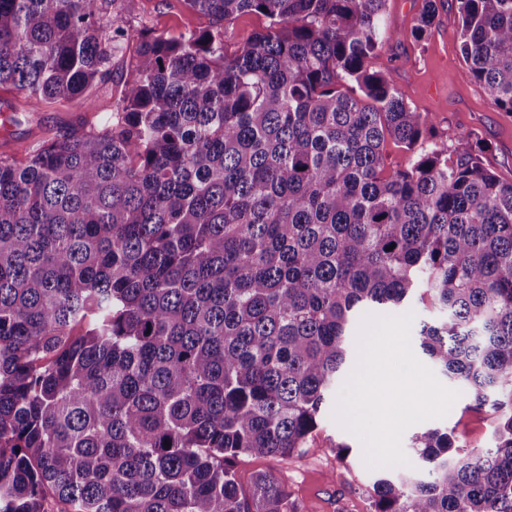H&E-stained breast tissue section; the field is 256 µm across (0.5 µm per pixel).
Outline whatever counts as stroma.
Returning <instances> with one entry per match:
<instances>
[{
    "instance_id": "stroma-1",
    "label": "stroma",
    "mask_w": 512,
    "mask_h": 512,
    "mask_svg": "<svg viewBox=\"0 0 512 512\" xmlns=\"http://www.w3.org/2000/svg\"><path fill=\"white\" fill-rule=\"evenodd\" d=\"M423 0H388L385 20L396 37L374 59L373 67L391 73L398 95L413 111L433 123L435 142L447 145L449 155L481 146L483 165L505 182L512 181V114L502 112L471 75L459 52V28L455 0L443 7L427 39L411 35ZM129 40L141 29L177 36L211 28L210 17L192 11L184 0H116L113 7ZM18 113L21 121L0 132V156H19L24 141L48 140L90 117L83 98L33 105L20 91L0 89V106ZM433 427L454 431L471 447L494 444L496 420L490 412L473 409L467 394H460L448 415ZM347 443V459L336 454L338 443ZM236 478L249 486L257 472H269L282 480L310 512H373L370 490L378 476L367 468L360 441L324 415L306 450L289 462L242 456L234 465Z\"/></svg>"
}]
</instances>
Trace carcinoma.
<instances>
[{
    "instance_id": "cac0c4a2",
    "label": "carcinoma",
    "mask_w": 512,
    "mask_h": 512,
    "mask_svg": "<svg viewBox=\"0 0 512 512\" xmlns=\"http://www.w3.org/2000/svg\"><path fill=\"white\" fill-rule=\"evenodd\" d=\"M114 2L0 0V88L90 96L125 46ZM187 2L213 27L143 32L106 121L0 157V512H308L234 461L306 447L361 311L420 290L444 312L420 347L495 446L414 432L426 476L380 473L374 512H512V182L370 68L387 0ZM456 2L512 114V0ZM243 14L267 24L229 53ZM388 136L417 153L390 174Z\"/></svg>"
}]
</instances>
